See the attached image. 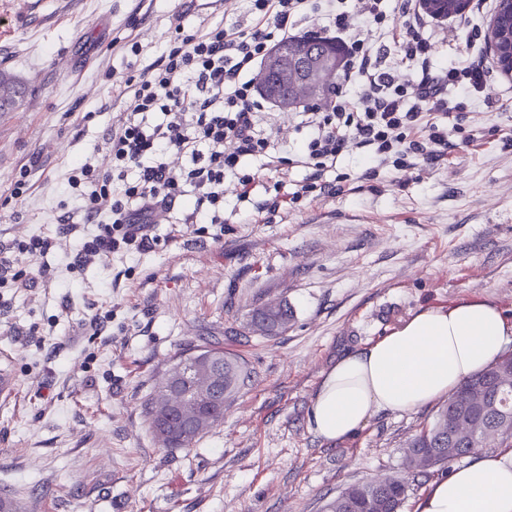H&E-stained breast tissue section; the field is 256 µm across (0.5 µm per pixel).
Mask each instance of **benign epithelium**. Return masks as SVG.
Instances as JSON below:
<instances>
[{"mask_svg":"<svg viewBox=\"0 0 512 512\" xmlns=\"http://www.w3.org/2000/svg\"><path fill=\"white\" fill-rule=\"evenodd\" d=\"M470 0H420L422 8L439 19L465 17ZM493 63L500 72L512 76V0H497L487 27ZM339 59L335 54H310L288 59L286 47L273 49L255 74V84L271 95L281 112H293L302 103L322 99L324 88L332 84ZM496 383L501 389L512 387V354L499 359ZM235 384L234 371L227 360L208 349H197L174 364L166 373L156 399L154 416L162 437L182 443L210 427L215 420L213 408L224 404ZM463 402L481 408L484 422H455L456 433L477 442L479 447L496 444L502 432L512 426V413L487 405L482 387L462 395Z\"/></svg>","mask_w":512,"mask_h":512,"instance_id":"benign-epithelium-1","label":"benign epithelium"}]
</instances>
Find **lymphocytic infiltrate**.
Segmentation results:
<instances>
[{
	"label": "lymphocytic infiltrate",
	"mask_w": 512,
	"mask_h": 512,
	"mask_svg": "<svg viewBox=\"0 0 512 512\" xmlns=\"http://www.w3.org/2000/svg\"><path fill=\"white\" fill-rule=\"evenodd\" d=\"M253 24L221 23L192 33L175 29L152 67L124 78L133 95L106 139L112 167L103 171L93 158L74 162L67 184L78 200L60 215L63 235L94 225L72 268L93 260L149 248L158 213L187 205V224L224 223V178L236 175L238 199L250 201L256 177L240 170L247 157L267 158L274 168L289 160L275 155V141L260 127L266 106L252 74L275 45L308 26L333 35L343 48L339 83L323 103L298 112L304 131L301 162L309 174L300 189L275 193L259 211L287 213L311 194L332 197L341 185L325 180L347 149L367 153L372 164L363 177L377 181L388 166L401 171L418 163L448 160V92L482 91L481 65L455 63L430 69L426 25L418 0H359L358 12L345 0H249ZM402 17L403 27L393 24ZM391 37L402 63L414 76L394 80L382 65V40ZM360 84L358 98L350 88Z\"/></svg>",
	"instance_id": "f902f5d3"
}]
</instances>
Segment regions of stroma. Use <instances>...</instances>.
<instances>
[{
    "instance_id": "35a3bbf8",
    "label": "stroma",
    "mask_w": 512,
    "mask_h": 512,
    "mask_svg": "<svg viewBox=\"0 0 512 512\" xmlns=\"http://www.w3.org/2000/svg\"><path fill=\"white\" fill-rule=\"evenodd\" d=\"M492 12L433 20V66L489 62ZM219 19L249 22L247 0H0V71L24 88L0 112V249L54 272L46 286L0 288V358L19 389L0 398V495L24 512H321L346 486L390 477L409 480L403 512H416L442 472L413 477L405 449L437 405L377 413L336 443L309 430L308 411L339 357L422 310L480 298L512 320V79L490 66L483 91L450 92L459 126L444 165L389 167L372 188L360 179L371 161L352 148L336 165L342 193L270 221L228 178L223 229L183 223L177 208L159 216L151 248L69 270L83 239L58 235L76 205L67 171L85 156L109 166L104 139L124 109L106 73L137 72L174 27ZM34 159L27 196L10 200ZM30 236L59 243L9 251ZM275 304L292 308L288 326L249 332L252 313ZM213 342L250 377L192 447H164L147 401L176 359Z\"/></svg>"
}]
</instances>
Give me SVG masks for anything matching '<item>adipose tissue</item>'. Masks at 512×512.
<instances>
[{
	"label": "adipose tissue",
	"instance_id": "adipose-tissue-1",
	"mask_svg": "<svg viewBox=\"0 0 512 512\" xmlns=\"http://www.w3.org/2000/svg\"><path fill=\"white\" fill-rule=\"evenodd\" d=\"M512 343V322L495 306L462 301L414 315L374 345L340 358L312 399L308 426L327 442L352 437L376 412L411 413L451 394ZM418 512H512V452L451 469Z\"/></svg>",
	"mask_w": 512,
	"mask_h": 512
}]
</instances>
